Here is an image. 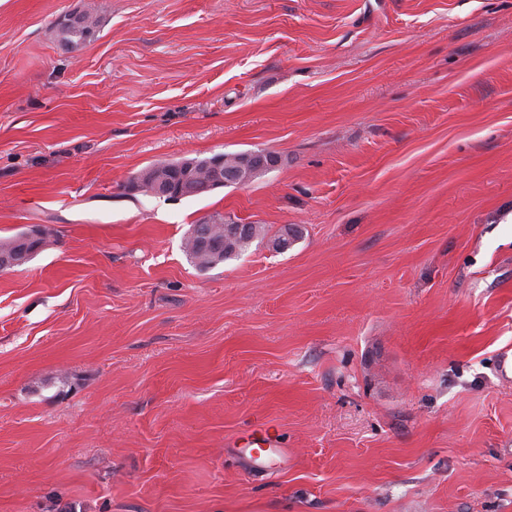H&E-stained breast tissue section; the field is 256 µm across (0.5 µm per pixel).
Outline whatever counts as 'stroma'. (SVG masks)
<instances>
[{
    "label": "stroma",
    "instance_id": "1",
    "mask_svg": "<svg viewBox=\"0 0 512 512\" xmlns=\"http://www.w3.org/2000/svg\"><path fill=\"white\" fill-rule=\"evenodd\" d=\"M214 214L301 237L201 271ZM37 226L0 271V512H512V0H0V240ZM82 21H74L70 24H61L59 38L66 48H75L91 34L98 25V19L91 12L82 13ZM249 151L245 152H236V153H224L225 155L239 156L235 158L224 157L223 155H215L211 157H206L202 159H193L184 162H158L155 163L145 170L149 168H158V169H166V168H177L184 173H186L189 177L194 179V181L200 185H206L203 190H200L195 193L183 194V196H179L175 199L188 197V196H200L206 193L211 192L214 189L227 187L236 185L234 183L227 184L230 181H236L240 185L247 184L251 176L259 171H263L265 169L272 168L275 165H270L265 162V159L261 153L251 152L249 154L243 155ZM215 158V159H214ZM214 160V161H213ZM214 166L217 169L222 168L223 173L226 170V176L230 181H225L224 183H220L218 178L215 176ZM144 170V171H145ZM226 183V184H225ZM30 232H21L16 234L15 236L0 242V270H8L17 266H21L27 263L38 251L43 250L47 246L52 243L51 241V233L47 231L43 232L44 237L39 239L36 246L30 244L27 246L25 242V237ZM25 252V255L21 257L23 259L22 263L11 265L10 260H17L14 255L22 254ZM6 261H8V265H6ZM3 267V268H2ZM252 445L254 448H244V452L248 455L252 466L257 470L270 469L277 465L282 455L283 448H276V445L269 434L257 438Z\"/></svg>",
    "mask_w": 512,
    "mask_h": 512
}]
</instances>
